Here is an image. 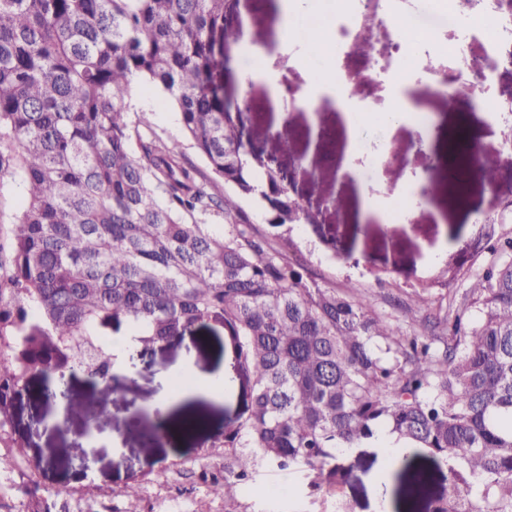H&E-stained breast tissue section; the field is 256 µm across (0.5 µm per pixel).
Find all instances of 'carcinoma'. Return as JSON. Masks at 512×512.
Segmentation results:
<instances>
[{"label": "carcinoma", "mask_w": 512, "mask_h": 512, "mask_svg": "<svg viewBox=\"0 0 512 512\" xmlns=\"http://www.w3.org/2000/svg\"><path fill=\"white\" fill-rule=\"evenodd\" d=\"M227 0H0V183L22 187L8 254L0 246V427L30 372L112 350L108 333L153 349L197 324L221 326L251 380L243 415L216 436L236 499L258 466L346 484V453L387 431L448 467L430 512H512V237L472 283L460 314L394 325L368 304L307 282L244 217L260 194L268 223L307 209L224 99ZM146 81L178 110L215 177L142 135L126 111ZM224 212L220 234L196 216ZM448 280L419 281L418 308ZM424 320L431 334L410 329Z\"/></svg>", "instance_id": "obj_1"}]
</instances>
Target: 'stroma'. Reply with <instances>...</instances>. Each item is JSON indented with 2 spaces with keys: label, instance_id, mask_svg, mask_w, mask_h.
Returning a JSON list of instances; mask_svg holds the SVG:
<instances>
[{
  "label": "stroma",
  "instance_id": "35a3bbf8",
  "mask_svg": "<svg viewBox=\"0 0 512 512\" xmlns=\"http://www.w3.org/2000/svg\"><path fill=\"white\" fill-rule=\"evenodd\" d=\"M406 22L427 30L432 38L450 46L461 36L460 25H449L430 11L426 0H401ZM250 43L265 47L267 71L278 82L307 89L319 78V63L307 42L294 38L292 48L277 47L279 31L273 15L257 13L254 0H234L227 17ZM440 58L417 53L409 81L418 107L436 117L431 153L415 148L411 125L388 128L384 114L391 108L387 92L377 93L363 112L362 135L385 139L394 163L375 168L370 156L356 150L350 173L324 167L311 151L306 131L312 120L343 132L344 112L324 106L318 114L296 109L292 103L274 105L265 83L243 85L241 75L251 60L237 51L223 56L224 95L245 100L239 122L258 154L274 157L291 176L292 192L301 202L320 204L317 223L275 226L255 198L241 199L242 211L257 232L275 247L292 241L288 256L305 275L319 284L366 298L379 312L399 316L416 281L433 275L440 261L454 260L458 277L451 289L461 294L492 258L491 245L512 236V220L505 215L484 220L488 206L505 208L512 199V164L498 160L501 136L494 115L471 108L469 101L449 107L448 98L428 89L429 72ZM130 118L165 142L179 143L183 155L198 168L206 163L184 136L180 117L170 99L154 85L142 81L126 102ZM291 120L295 133L288 146L273 136L279 116ZM476 134L487 161L481 177L459 190L440 175L428 204L404 208L394 197L399 182L434 158L447 157L448 139L458 131ZM370 191L381 215L363 219L362 193ZM472 244L458 255L459 241ZM192 362L202 375L223 372V395L177 396L166 414V431L155 439L130 432L125 413L150 422L151 401L161 372ZM231 340L219 327L194 326L183 336L146 353L118 382L109 404H102L99 385L75 371L66 379V397L45 395L47 380L34 374L14 400L10 422L0 429V512H424L423 499L399 490L397 477L380 481L382 451L366 446L349 457L353 477L349 483L327 488L300 469L259 467L247 489L234 504L211 492L213 475L224 465L223 449L212 441L225 422L240 414L251 393L249 380L235 369ZM142 479L139 498L119 491L132 479Z\"/></svg>",
  "mask_w": 512,
  "mask_h": 512
}]
</instances>
